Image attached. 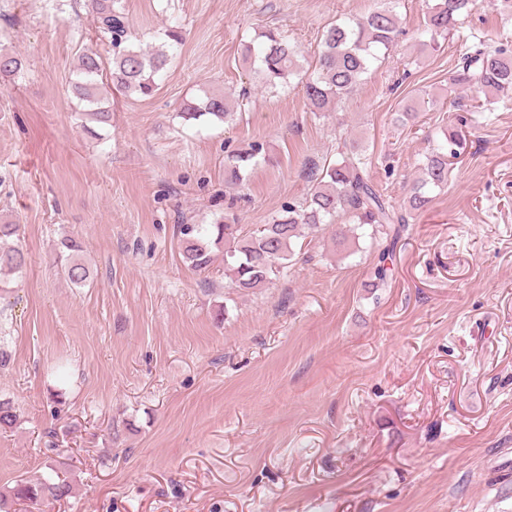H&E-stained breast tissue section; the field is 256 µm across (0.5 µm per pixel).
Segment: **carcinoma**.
<instances>
[{
	"label": "carcinoma",
	"mask_w": 512,
	"mask_h": 512,
	"mask_svg": "<svg viewBox=\"0 0 512 512\" xmlns=\"http://www.w3.org/2000/svg\"><path fill=\"white\" fill-rule=\"evenodd\" d=\"M398 0H384V6L362 18H345L326 28L321 51L309 70L300 63L297 49L280 33L262 30L255 43L246 47L244 56L248 71L261 86L275 89L286 86L290 79L301 80L305 96L314 112H325L330 106L350 94L368 72L370 64L387 54L396 40L398 18L395 5ZM98 32L112 46V84L119 90L139 98H148L158 87V80L184 40L182 28L166 26L158 37L163 48L146 52L130 43V35L120 0H89ZM477 0H439L428 12L425 34L428 46L456 31L460 17L469 14ZM22 70L21 58L0 52V77L10 78ZM101 62L94 53H85L79 59L78 79L72 83L74 96L84 103V114L90 121L103 127L110 122V112L96 97ZM454 85L476 83L485 95L480 108L495 103V96L512 89V41H505L489 49L475 43L459 54L455 71L450 78ZM239 102L229 97L206 92L184 102L180 115L183 120L224 121L233 116ZM459 134L453 130L444 133V139L434 145L422 175L409 189L407 207L397 212L379 191L360 160L344 158L318 169L307 197L298 203L283 204L272 221L254 231L245 232L233 213H222L210 224H179L177 237L184 263L194 271H206L213 264V248L224 247V275L229 287L241 292L264 288L271 275L284 267L294 255L297 240L303 229H317L334 224V244L346 251L357 239V230L365 225L372 234L390 237V243L378 255L372 268L370 286L377 288L393 276L394 247L412 213L423 209L430 200V192L448 183V156L456 155ZM264 145L252 143L245 149L233 150L224 163V180L239 185L249 169L258 164ZM19 225L0 224V271L21 270L27 263L22 250L8 244L18 236ZM57 255L61 273L75 286H83L90 270L80 257L81 246L67 238L61 242ZM18 414L8 402L0 401V430L13 428ZM69 490L67 483L41 482L30 485L17 483L13 496L25 500L58 499Z\"/></svg>",
	"instance_id": "carcinoma-1"
}]
</instances>
